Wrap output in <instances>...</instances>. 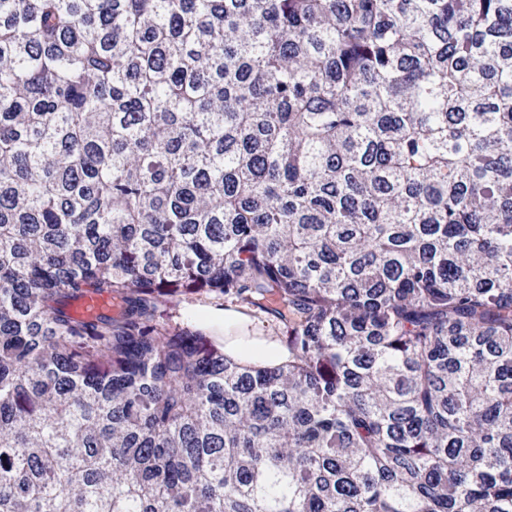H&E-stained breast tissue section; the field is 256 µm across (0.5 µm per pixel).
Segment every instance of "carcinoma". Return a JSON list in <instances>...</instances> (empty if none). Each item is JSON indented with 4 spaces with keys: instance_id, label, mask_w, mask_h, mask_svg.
<instances>
[{
    "instance_id": "cac0c4a2",
    "label": "carcinoma",
    "mask_w": 512,
    "mask_h": 512,
    "mask_svg": "<svg viewBox=\"0 0 512 512\" xmlns=\"http://www.w3.org/2000/svg\"><path fill=\"white\" fill-rule=\"evenodd\" d=\"M0 512H512V0H0ZM112 301L109 296L101 295L93 291H87L77 300H75L69 308L71 315L80 319H91L102 314L117 315L119 311L118 301L116 302L117 312H112ZM113 305V310H115ZM167 315L176 322L202 328L225 349L231 344L262 342L285 353L276 333L275 319L258 310L241 308L231 300L188 295L168 304ZM265 344H250L241 350L256 358L268 359L276 352Z\"/></svg>"
}]
</instances>
